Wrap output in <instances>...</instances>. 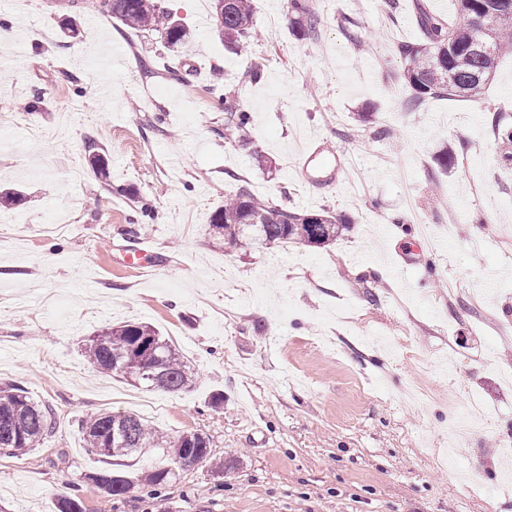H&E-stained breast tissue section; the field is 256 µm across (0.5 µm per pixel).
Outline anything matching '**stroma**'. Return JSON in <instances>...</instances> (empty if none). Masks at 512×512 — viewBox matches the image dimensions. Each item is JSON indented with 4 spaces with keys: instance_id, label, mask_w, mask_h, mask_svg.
<instances>
[{
    "instance_id": "35a3bbf8",
    "label": "stroma",
    "mask_w": 512,
    "mask_h": 512,
    "mask_svg": "<svg viewBox=\"0 0 512 512\" xmlns=\"http://www.w3.org/2000/svg\"><path fill=\"white\" fill-rule=\"evenodd\" d=\"M253 3L257 38L237 55L196 0H166L190 32L174 49L98 0H0V21L15 25L0 48V183L24 195L0 223V385L55 419L39 448L0 455V512H58L74 495L84 512H512L499 471L512 446L499 379L512 370V238L500 233L512 226V144L492 125L512 126V54L478 101L409 111L398 47L422 37L414 0H310L319 24L305 37L283 0ZM217 86L251 112L245 141L225 138ZM313 138L351 163L336 188L293 168ZM243 185L350 224L321 248H222L210 217ZM145 203L154 219L136 239ZM140 241L152 269L120 262ZM128 320L176 334L196 372L190 391L155 392L144 419L206 434L213 455L154 499L78 485L171 464L159 451L87 454L76 428L124 409L119 378L82 345ZM471 395L485 419L440 461L452 408Z\"/></svg>"
}]
</instances>
